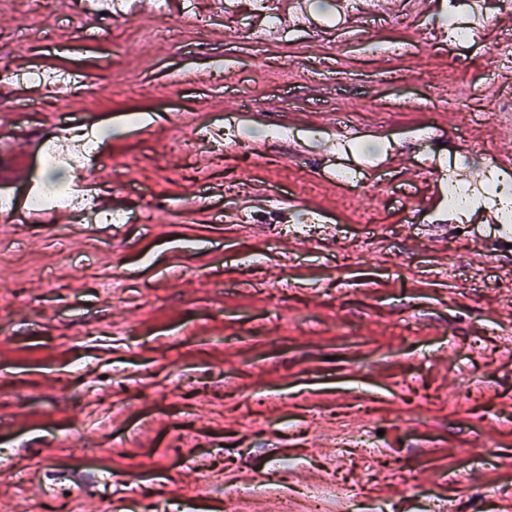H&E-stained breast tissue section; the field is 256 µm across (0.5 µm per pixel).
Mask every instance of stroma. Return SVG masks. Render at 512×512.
Masks as SVG:
<instances>
[{
	"mask_svg": "<svg viewBox=\"0 0 512 512\" xmlns=\"http://www.w3.org/2000/svg\"><path fill=\"white\" fill-rule=\"evenodd\" d=\"M72 2L0 0V72L45 76L0 97V453L16 455L0 512H62L60 470L112 482L80 512H125L146 484L171 512H225L226 491L297 457L234 512H280L286 488L307 512L303 489L339 470L362 497L324 512H502L487 489H512V247L434 231L455 214L430 186L449 178L436 150L469 154L474 185L512 148V5L455 46L426 5L394 0H303L308 23L274 36L217 0L134 17ZM68 73L87 90L63 101ZM474 109L499 119L459 137ZM64 118L111 129L85 183L130 223L25 222ZM396 152L436 157L437 180L406 182ZM339 164L361 184L336 185ZM67 380L97 398L74 402ZM77 424L91 448L53 466ZM374 430L392 468L370 484L340 442Z\"/></svg>",
	"mask_w": 512,
	"mask_h": 512,
	"instance_id": "stroma-1",
	"label": "stroma"
}]
</instances>
